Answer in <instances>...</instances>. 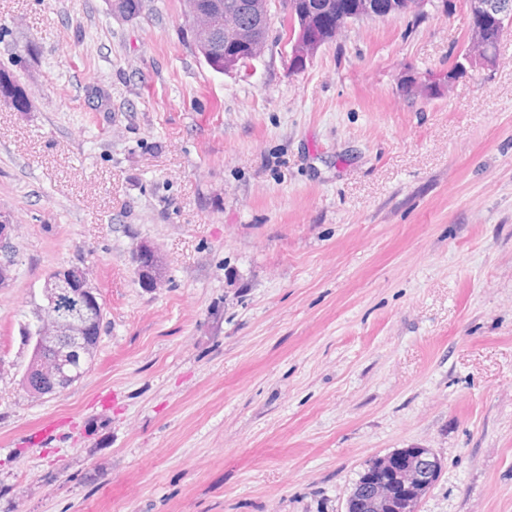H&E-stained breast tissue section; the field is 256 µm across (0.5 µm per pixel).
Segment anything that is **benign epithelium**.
I'll return each instance as SVG.
<instances>
[{
  "label": "benign epithelium",
  "mask_w": 512,
  "mask_h": 512,
  "mask_svg": "<svg viewBox=\"0 0 512 512\" xmlns=\"http://www.w3.org/2000/svg\"><path fill=\"white\" fill-rule=\"evenodd\" d=\"M183 16L192 29L194 48L202 52L212 50L218 44L217 29L211 10L200 5L199 0H181ZM270 0H237L227 5L224 15V73L237 74L266 50L264 19L269 15ZM426 0H389L380 6L378 0H358L354 14L358 18H374L385 12L389 17L422 9ZM467 11L473 18H488L499 34L512 28V0H466ZM336 0H322L318 9L304 0H288V52L287 65L293 71L303 70L328 40L327 31L316 25L318 15L333 16ZM472 66L491 67L494 55L489 49L472 54L470 47L463 49ZM18 250L13 242V224L0 215V288L15 279ZM140 275L145 282L156 285L163 277L161 256L149 245H143L136 253ZM45 304L40 308L30 330L31 340L43 348L45 355L33 364L29 374L27 392L42 396L46 389L53 390L65 378L66 369L100 338L104 318L98 292L85 270L78 266H60L45 276ZM397 463L394 454L377 457L370 465L374 477L369 489L370 502L349 496L345 512H418L423 494L440 471L441 463L427 448H405L395 480L404 497L394 499L388 488L385 471Z\"/></svg>",
  "instance_id": "obj_1"
}]
</instances>
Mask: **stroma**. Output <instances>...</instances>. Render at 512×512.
I'll return each instance as SVG.
<instances>
[{"label": "stroma", "instance_id": "1", "mask_svg": "<svg viewBox=\"0 0 512 512\" xmlns=\"http://www.w3.org/2000/svg\"><path fill=\"white\" fill-rule=\"evenodd\" d=\"M453 3L350 23L293 72L271 0L268 50L223 75L181 0H0L26 93L0 100V512H344L400 448L441 462L419 512H512V31L449 93L400 85L466 43ZM61 265L101 336L34 398L21 329ZM13 226L0 215V288L8 286L15 279L18 250L13 242ZM135 261L137 263L140 275L149 286L156 285L163 277L164 267L161 256L150 245H142L136 253Z\"/></svg>", "mask_w": 512, "mask_h": 512}]
</instances>
